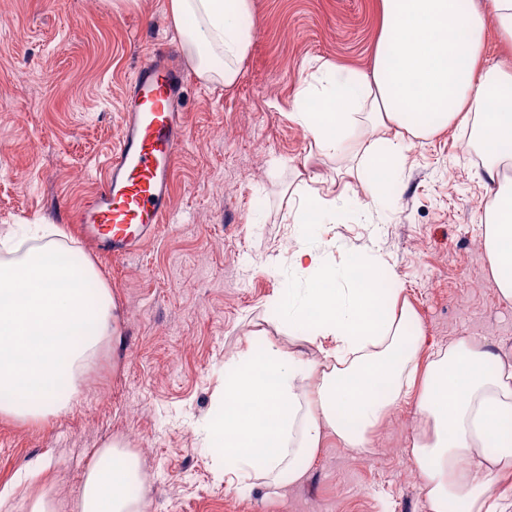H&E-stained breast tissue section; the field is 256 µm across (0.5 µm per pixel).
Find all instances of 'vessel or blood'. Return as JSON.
Returning <instances> with one entry per match:
<instances>
[{"instance_id":"b4317fda","label":"vessel or blood","mask_w":512,"mask_h":512,"mask_svg":"<svg viewBox=\"0 0 512 512\" xmlns=\"http://www.w3.org/2000/svg\"><path fill=\"white\" fill-rule=\"evenodd\" d=\"M185 85L170 55L158 51L141 63L125 93L121 135L105 179L67 214L86 240L114 259L136 252L169 212L174 162L186 139Z\"/></svg>"}]
</instances>
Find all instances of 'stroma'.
<instances>
[{"label": "stroma", "instance_id": "stroma-1", "mask_svg": "<svg viewBox=\"0 0 512 512\" xmlns=\"http://www.w3.org/2000/svg\"><path fill=\"white\" fill-rule=\"evenodd\" d=\"M169 0H0V237L23 224L62 226L112 290L121 342L106 346L72 411L35 422L0 416V512L46 493L77 501L101 448L121 443L147 475V512H429L410 457L418 421L403 402L368 454L326 441L304 483L268 493L216 476L202 424L224 361L261 334L307 359L273 301L301 287L303 245L342 267L366 256L413 305L425 349L461 337L512 362V301L483 249L489 192L475 149L451 128L401 133L404 165L373 206L349 159L322 156L294 120L300 88L324 63L370 73L380 0H253V43L236 83L188 72L187 128L171 209L134 255L95 253L61 215L99 186L116 145L125 88L151 50L188 56ZM342 198L326 223H296L305 189Z\"/></svg>", "mask_w": 512, "mask_h": 512}]
</instances>
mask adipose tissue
I'll return each mask as SVG.
<instances>
[{"mask_svg": "<svg viewBox=\"0 0 512 512\" xmlns=\"http://www.w3.org/2000/svg\"><path fill=\"white\" fill-rule=\"evenodd\" d=\"M169 12L196 74L238 79L252 42V0H169ZM512 45V0H381L379 52L371 74L320 67L297 95L295 117L325 155L353 151L357 176L381 200L379 174L397 172L402 146L385 130L416 138L473 128L489 191L481 222L490 275L512 301V66L484 57L488 27ZM382 137L352 149L356 126ZM56 226L36 225L40 246L0 261V415H58L80 396L103 343L117 340L111 289L92 263L66 262ZM306 281L277 300L288 334L313 344L331 341L322 361L266 342L246 346L224 363L216 414L204 444L224 460L221 477H248L280 487L300 481L323 440L352 452L391 408L416 400L423 424L411 438V459L430 512H512V496L496 481L512 477V364L486 344L463 337L427 362L415 312L399 290L367 287L384 269L366 257L337 268L315 247L293 255ZM249 408H242V398ZM138 459L111 443L83 483L81 512H145L128 486L142 483Z\"/></svg>", "mask_w": 512, "mask_h": 512, "instance_id": "adipose-tissue-1", "label": "adipose tissue"}]
</instances>
